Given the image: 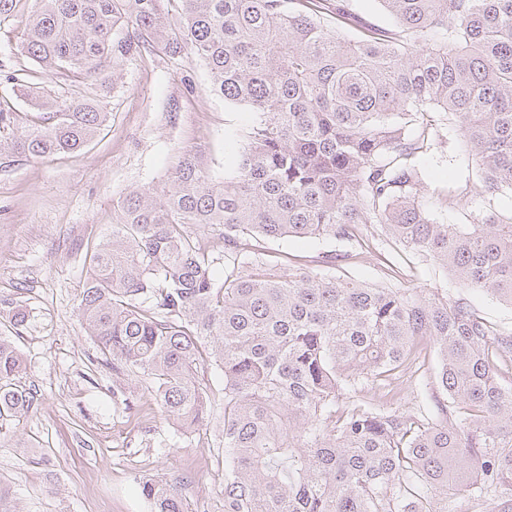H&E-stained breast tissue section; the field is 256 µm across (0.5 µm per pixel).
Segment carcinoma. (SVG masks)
Masks as SVG:
<instances>
[{"mask_svg": "<svg viewBox=\"0 0 512 512\" xmlns=\"http://www.w3.org/2000/svg\"><path fill=\"white\" fill-rule=\"evenodd\" d=\"M39 2L22 49L46 73L78 77L135 47L189 54L212 91L260 114L233 176L187 154L164 186L126 195L79 307L113 375L150 379L184 432L216 394L198 367L223 372L224 512H448L458 498L512 512V383L499 379L512 334L432 288L286 275L287 256L262 245L376 224L402 254L512 305V216L433 221L415 164L450 118L480 172L470 192L512 193V0H378L391 26L362 21L355 0ZM122 26L132 36L113 40ZM36 106L0 155L73 152L107 121L93 102ZM190 225L217 238L224 286ZM429 348L436 411L366 395L419 373ZM23 366L0 336V414L34 407L15 384ZM140 492L154 512H184L174 482Z\"/></svg>", "mask_w": 512, "mask_h": 512, "instance_id": "obj_1", "label": "carcinoma"}]
</instances>
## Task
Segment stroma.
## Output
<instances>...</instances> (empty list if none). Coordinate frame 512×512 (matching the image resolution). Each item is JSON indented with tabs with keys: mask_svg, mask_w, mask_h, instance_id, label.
Listing matches in <instances>:
<instances>
[{
	"mask_svg": "<svg viewBox=\"0 0 512 512\" xmlns=\"http://www.w3.org/2000/svg\"><path fill=\"white\" fill-rule=\"evenodd\" d=\"M37 0H16L0 18V139L33 125L31 95L68 105L97 101L110 120L82 149L63 156L0 157V301L22 305L26 321L13 327L0 313V336L23 355L17 384L35 394L31 412L0 418V482L21 512H151L140 494L147 478L180 483L185 512H224V444L209 424L186 434L169 426L151 398L148 379L112 374L78 314L90 255L112 231L119 205L133 189L157 187L176 172L184 154L198 156L217 179L232 176L256 118L247 106L210 91L206 66L191 55L141 51L102 61L81 77L46 74L22 50V32ZM441 143L417 158L420 200L440 224H471L494 213L512 215V193L471 195L478 168L452 124ZM453 192L460 202L440 204ZM362 258L330 263L357 241L287 237L268 242L289 254L292 268L379 283L396 262L394 245L378 226L362 227ZM404 288H435L467 299L502 330H512V307L485 292L459 287L431 260L408 257ZM397 386L404 407L433 410V367Z\"/></svg>",
	"mask_w": 512,
	"mask_h": 512,
	"instance_id": "stroma-1",
	"label": "stroma"
}]
</instances>
